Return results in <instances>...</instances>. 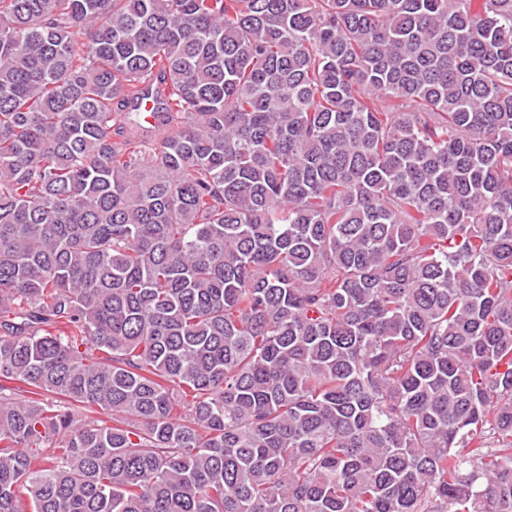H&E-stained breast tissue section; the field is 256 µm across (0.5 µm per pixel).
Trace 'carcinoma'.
<instances>
[{
	"label": "carcinoma",
	"mask_w": 512,
	"mask_h": 512,
	"mask_svg": "<svg viewBox=\"0 0 512 512\" xmlns=\"http://www.w3.org/2000/svg\"><path fill=\"white\" fill-rule=\"evenodd\" d=\"M474 2L0 0V512H512Z\"/></svg>",
	"instance_id": "carcinoma-1"
}]
</instances>
